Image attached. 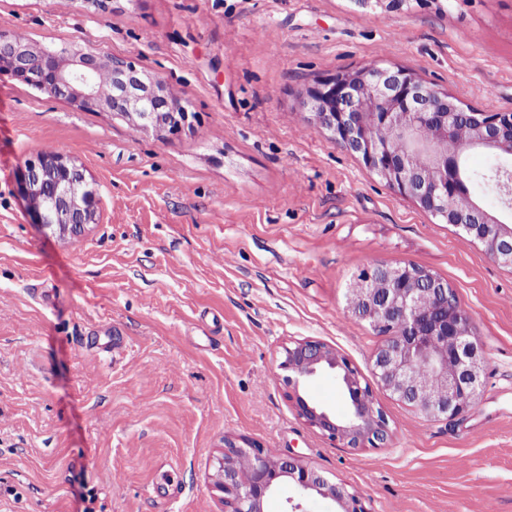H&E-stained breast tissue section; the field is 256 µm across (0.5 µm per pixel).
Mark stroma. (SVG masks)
Masks as SVG:
<instances>
[{"label": "stroma", "instance_id": "1", "mask_svg": "<svg viewBox=\"0 0 512 512\" xmlns=\"http://www.w3.org/2000/svg\"><path fill=\"white\" fill-rule=\"evenodd\" d=\"M0 29L126 58L193 114L160 139L0 75V512H224L228 438L300 459L367 512H512V270L302 105L378 64L512 112V0H0ZM48 148L97 191L80 237L33 224L19 191ZM404 263L471 314L479 400L434 420L374 386L390 436L345 448L298 417L281 352L319 338L371 378L384 337L348 290Z\"/></svg>", "mask_w": 512, "mask_h": 512}]
</instances>
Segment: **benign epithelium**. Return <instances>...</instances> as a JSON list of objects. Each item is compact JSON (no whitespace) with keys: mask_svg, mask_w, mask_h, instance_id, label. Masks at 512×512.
<instances>
[{"mask_svg":"<svg viewBox=\"0 0 512 512\" xmlns=\"http://www.w3.org/2000/svg\"><path fill=\"white\" fill-rule=\"evenodd\" d=\"M112 71L101 85L95 74ZM7 73L40 91L74 103L83 111L109 112L137 131L161 136L190 127L186 105H173L168 85L123 57L71 48L42 54L18 35L0 30V74ZM316 123L356 155L391 189L412 200L442 224L459 228L494 262L512 269V225L473 202L466 211L455 200L469 193L462 172V149L479 147L512 157V113L463 107L402 70L368 65L321 81L305 102ZM471 137L463 148L448 143L460 124ZM401 138L408 147L394 152L378 133ZM426 156L424 165L416 157ZM20 191L34 223L63 238L82 235L96 223L98 197L83 168L60 152H44L25 164ZM506 208L512 209V171L496 175ZM350 310L377 330H387L371 359L378 384L427 418L452 419L473 409L483 384L485 349L472 319L448 283L415 265L364 267L349 289ZM282 381L299 417L322 436L345 448L376 447L389 436L384 411L351 361L317 338L284 348ZM340 382L349 413L340 418L301 393L318 374ZM256 460L248 480L240 478L238 458ZM300 498L316 493L338 512H366L360 499L295 458L273 459L246 443L224 440L216 487L224 512H263L265 500L281 484Z\"/></svg>","mask_w":512,"mask_h":512,"instance_id":"benign-epithelium-1","label":"benign epithelium"}]
</instances>
